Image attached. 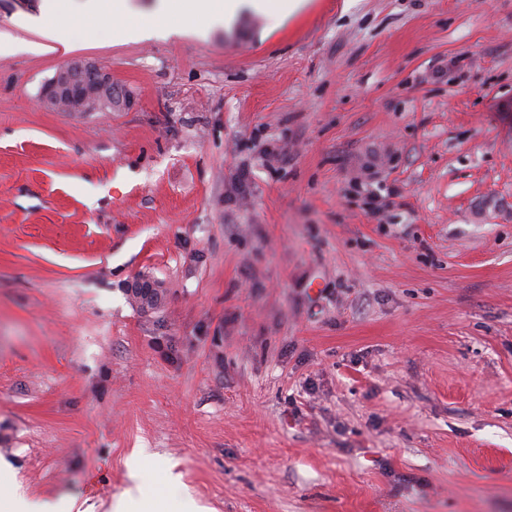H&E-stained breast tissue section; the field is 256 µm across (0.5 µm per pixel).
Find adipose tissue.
<instances>
[{
	"label": "adipose tissue",
	"mask_w": 512,
	"mask_h": 512,
	"mask_svg": "<svg viewBox=\"0 0 512 512\" xmlns=\"http://www.w3.org/2000/svg\"><path fill=\"white\" fill-rule=\"evenodd\" d=\"M306 2L307 0H169L161 10L147 18L133 9L128 0H90L83 11L71 13L64 19L53 12H46L42 15L40 24L46 36L67 52L71 49L70 43L59 37L60 27L64 24L89 36L107 22L130 36L145 39L160 31H173L175 21L179 19L187 25L195 24L200 19L210 25L230 21L245 7L282 21L300 12Z\"/></svg>",
	"instance_id": "1"
}]
</instances>
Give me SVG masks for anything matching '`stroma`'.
<instances>
[{
  "mask_svg": "<svg viewBox=\"0 0 512 512\" xmlns=\"http://www.w3.org/2000/svg\"><path fill=\"white\" fill-rule=\"evenodd\" d=\"M49 10L0 0V489L111 512L141 448L172 512H512V0ZM79 57L111 111L40 104ZM308 0H169L161 10L146 19L132 8L128 0H91L81 12H71L66 24L80 30L84 35H93L99 27L108 22L122 32L145 39L159 31L181 33L190 27L173 25H192L204 19L205 26L196 28L198 32L208 31L212 24L233 20L244 7L243 2L256 13L274 16L284 21L300 12ZM182 16L183 21L174 20V14ZM40 24L45 32V35L51 39L57 46L48 47L53 51H57L59 47L63 52H69L72 45L59 37L61 19L59 15L54 14L52 11L46 12L42 15Z\"/></svg>",
  "mask_w": 512,
  "mask_h": 512,
  "instance_id": "1",
  "label": "stroma"
}]
</instances>
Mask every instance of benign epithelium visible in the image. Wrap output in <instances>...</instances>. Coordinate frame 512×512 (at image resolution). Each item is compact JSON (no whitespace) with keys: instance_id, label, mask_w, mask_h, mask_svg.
I'll use <instances>...</instances> for the list:
<instances>
[{"instance_id":"benign-epithelium-1","label":"benign epithelium","mask_w":512,"mask_h":512,"mask_svg":"<svg viewBox=\"0 0 512 512\" xmlns=\"http://www.w3.org/2000/svg\"><path fill=\"white\" fill-rule=\"evenodd\" d=\"M112 86V74L97 61L87 58L72 60L46 82L40 94L41 102L56 108L69 103V112H104L112 104L108 98H97L94 87Z\"/></svg>"}]
</instances>
